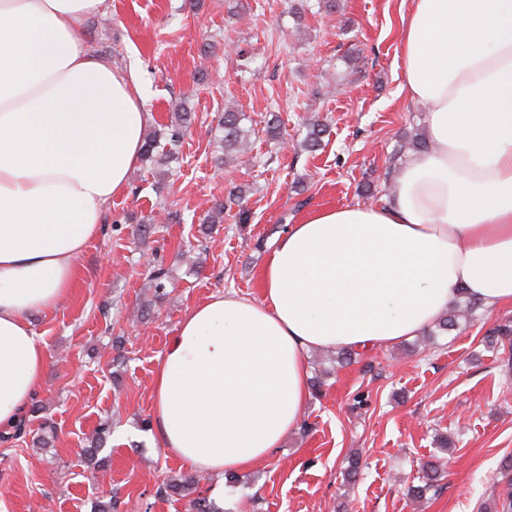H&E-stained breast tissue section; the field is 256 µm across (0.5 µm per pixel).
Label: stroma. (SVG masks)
<instances>
[{
    "label": "stroma",
    "mask_w": 512,
    "mask_h": 512,
    "mask_svg": "<svg viewBox=\"0 0 512 512\" xmlns=\"http://www.w3.org/2000/svg\"><path fill=\"white\" fill-rule=\"evenodd\" d=\"M409 0H110L85 43L134 71L162 135L175 113L191 124L171 159L139 161L113 198L101 234L78 261V284L32 319L47 345L27 433L0 441V512H188L163 492L188 468L161 447L152 422L156 366L183 315L211 295L259 299L275 241L311 210L380 203L426 136L397 57ZM245 113L250 150L226 160L219 121ZM327 131L308 150V124ZM240 192L224 221L216 202ZM164 212L137 237L143 218ZM169 275L157 297L149 274ZM512 312L477 309L462 333L419 335L337 366L306 355L312 393L300 423L266 460L238 472L220 512H480L507 487L512 456V343L487 348ZM100 463L85 454L100 424ZM448 450H440V438ZM447 453L438 495L411 502L431 457ZM362 469L343 471L350 454Z\"/></svg>",
    "instance_id": "stroma-1"
}]
</instances>
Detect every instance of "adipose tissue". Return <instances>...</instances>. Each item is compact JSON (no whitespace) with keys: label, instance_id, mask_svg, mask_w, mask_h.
<instances>
[{"label":"adipose tissue","instance_id":"adipose-tissue-1","mask_svg":"<svg viewBox=\"0 0 512 512\" xmlns=\"http://www.w3.org/2000/svg\"><path fill=\"white\" fill-rule=\"evenodd\" d=\"M107 0H0V430L39 390L32 313L72 294L77 261L140 159L152 115L133 73L90 51ZM403 85L428 151L388 196L310 211L263 267L261 301L189 309L159 361L152 420L185 467L215 477L268 458L310 396L307 352L369 350L434 325L458 289L512 306V0H411Z\"/></svg>","mask_w":512,"mask_h":512}]
</instances>
